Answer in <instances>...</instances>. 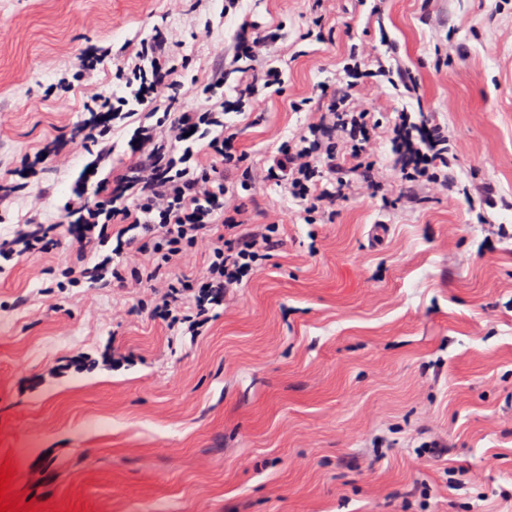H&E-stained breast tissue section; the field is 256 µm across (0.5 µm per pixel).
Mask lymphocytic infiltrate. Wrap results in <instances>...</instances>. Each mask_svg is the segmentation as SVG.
Wrapping results in <instances>:
<instances>
[{
    "instance_id": "obj_1",
    "label": "lymphocytic infiltrate",
    "mask_w": 512,
    "mask_h": 512,
    "mask_svg": "<svg viewBox=\"0 0 512 512\" xmlns=\"http://www.w3.org/2000/svg\"><path fill=\"white\" fill-rule=\"evenodd\" d=\"M280 38L277 29L251 21L245 23L232 49L233 62L251 60L235 89V98L225 100L228 112L241 111L260 90L279 88L284 84L279 67L268 64L270 49ZM167 53V39L155 34L142 43L141 56L150 57L151 69L140 72V84L132 92L137 105L153 104L159 85L168 77L160 60ZM386 77L393 89L403 96L417 97L418 84L396 53L371 55L350 53L343 74L329 102L325 116L310 129L308 138L286 142L271 153L262 167L241 168L233 135L213 140L211 151L215 164L195 168L180 167L175 157L178 143L185 134L202 125L215 124L208 111L185 110L165 112L157 120L166 126L164 139L149 134L133 147V161L128 170L100 189L94 199L66 203L62 223L31 224L23 235L27 251L53 250L62 236H69L73 264L68 272L93 287L126 286L127 282L149 283L162 294L155 306L159 318L171 321L184 319L186 305L204 311L207 303L222 302L225 295L240 287L244 275L258 274L260 257L280 246V240L268 228L246 227L245 208L229 191V174L239 172L247 181H272L295 198L300 199L307 213H322L333 218L339 200L356 190L372 191L377 187L369 155L374 137L369 132V114L353 104L354 89L371 82L376 76ZM392 128L394 164L402 173L399 202H419L422 194L452 192L449 177L448 149L431 135V122L415 119L405 111ZM351 144L349 153L338 152L335 137ZM349 178H342V171ZM328 178L327 185L316 187L318 175ZM134 197L133 205H125V197ZM108 222L138 227L137 235L121 241L115 252L119 270L109 271L107 264L92 263L91 258L105 238L98 233V216ZM201 264L200 284L171 271L180 265ZM199 286L198 295H191L192 286Z\"/></svg>"
}]
</instances>
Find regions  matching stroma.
<instances>
[{
  "mask_svg": "<svg viewBox=\"0 0 512 512\" xmlns=\"http://www.w3.org/2000/svg\"><path fill=\"white\" fill-rule=\"evenodd\" d=\"M0 0V241L29 218L61 220L131 161L143 112L111 120L115 150L69 142L111 104L142 41L162 28L183 84L208 91L244 22L281 25L269 61L284 85L181 145L209 160L231 131L245 165L320 118L352 47L388 36L419 82L356 97L376 123L377 192L332 222L272 182L242 191L281 240L263 271L210 306L199 335L155 319L151 288L99 289L65 275L67 245L0 251V463L14 490L55 512H512V0ZM321 25H314L315 15ZM426 112L448 140L455 200L414 208L390 129ZM62 140L66 165L45 161ZM93 178H86L87 169ZM494 186L486 209L469 186ZM494 468H486L487 458Z\"/></svg>",
  "mask_w": 512,
  "mask_h": 512,
  "instance_id": "stroma-1",
  "label": "stroma"
}]
</instances>
